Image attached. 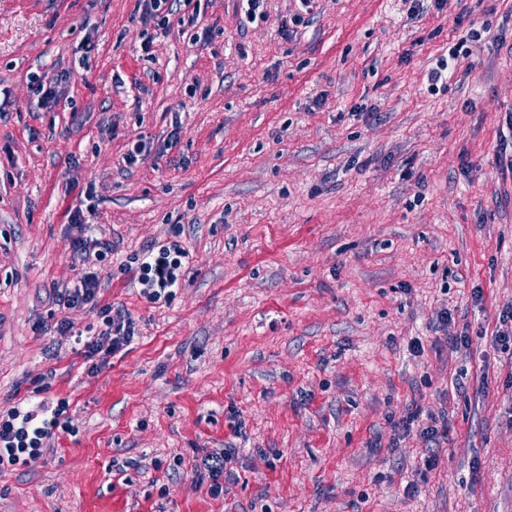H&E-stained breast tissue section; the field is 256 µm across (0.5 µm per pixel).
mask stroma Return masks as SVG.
Wrapping results in <instances>:
<instances>
[{"instance_id":"stroma-1","label":"stroma","mask_w":512,"mask_h":512,"mask_svg":"<svg viewBox=\"0 0 512 512\" xmlns=\"http://www.w3.org/2000/svg\"><path fill=\"white\" fill-rule=\"evenodd\" d=\"M412 1L314 0L286 37L296 0H211L200 42L176 11L146 54L139 0H0V411L65 400L70 425L0 472V512H512V0ZM67 69L74 108L38 110L30 73ZM177 230L149 303L132 269ZM86 236L116 255L64 313ZM105 305L136 335L91 374ZM443 310L467 347L436 343ZM416 407L448 416L431 470L394 437ZM230 440L214 498L176 463ZM188 256L186 248L179 240H172L144 253L139 266L138 283L143 286L141 294L151 303L161 299L169 300L173 288L179 285L176 273L182 266V259Z\"/></svg>"}]
</instances>
